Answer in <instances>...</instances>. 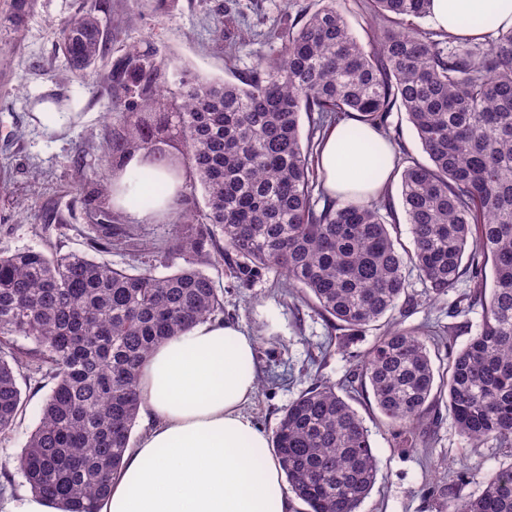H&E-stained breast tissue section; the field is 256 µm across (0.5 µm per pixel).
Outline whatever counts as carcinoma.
I'll use <instances>...</instances> for the list:
<instances>
[{
	"label": "carcinoma",
	"instance_id": "cac0c4a2",
	"mask_svg": "<svg viewBox=\"0 0 512 512\" xmlns=\"http://www.w3.org/2000/svg\"><path fill=\"white\" fill-rule=\"evenodd\" d=\"M298 27L273 32L277 52L259 54L240 82H185L171 94L161 65L146 52L124 64L127 97L107 112L117 131L103 149L104 167L83 189L104 217L112 176L126 156L145 151L184 172L200 188L207 212L193 217L191 195L175 213L171 237L158 251L176 270L114 268L86 253L25 250L0 253V435L10 434L24 405L18 385L28 368L52 381L40 421L16 469L36 495L60 512H95L122 465L143 404L138 380L164 340L224 310L205 266L217 225L236 256L235 278L262 269L285 275V292L310 304L341 331L345 352L407 295L417 272L437 300L469 278L448 312L479 306L482 321L466 345L447 346L435 366L430 324L390 326L341 388L315 381L284 409L272 437L288 491L308 512H357L378 473L368 427L346 387L369 383L375 406L402 448L430 446L421 433L432 403L448 394V416L474 448H512V29L488 47H448L442 31L416 23L431 0H366L383 26L361 43L341 0H319ZM94 8L63 24L71 67L87 70L103 55ZM405 111L429 163L399 148L402 207L413 250H398L377 202L329 201L314 168L326 131L352 118L377 127ZM311 119L301 138L300 118ZM127 229L114 225L89 247L110 253ZM492 269L487 286L485 269ZM31 340L34 347L15 343ZM446 512H512V462L484 476L478 494L450 499Z\"/></svg>",
	"mask_w": 512,
	"mask_h": 512
}]
</instances>
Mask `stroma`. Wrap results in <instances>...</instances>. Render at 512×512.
I'll list each match as a JSON object with an SVG mask.
<instances>
[{
	"label": "stroma",
	"instance_id": "35a3bbf8",
	"mask_svg": "<svg viewBox=\"0 0 512 512\" xmlns=\"http://www.w3.org/2000/svg\"><path fill=\"white\" fill-rule=\"evenodd\" d=\"M112 17H132V24L109 41L94 73L67 64L60 27L85 11L91 0H36L20 25L8 17L11 0H0V252L47 250L49 243L86 251L100 234L93 203L79 189L83 176L97 169L113 126L105 105L120 94L113 73L124 64L131 46L152 51L163 66L164 80L178 92L181 76L202 80L236 81L252 65L256 54H270L277 43L268 41L270 29H287L313 11L317 0H178L166 11L161 0H106ZM250 43L235 48L240 33ZM68 113V121L46 134L34 119L44 101ZM166 222L133 225L141 245L136 259L121 250L106 254L116 267L135 262L153 266L156 274L172 267L153 251L170 235ZM209 275L220 288L223 317L242 323L256 342L258 387L248 408L266 434H273L282 411L312 380L342 382L354 369L355 357L382 334V324L365 331L345 354L330 346L334 330L313 308L295 307L281 291L279 270H262L248 284L230 274L228 264L212 267ZM404 325L448 324V306L458 296L450 291L436 301L425 298L418 276L409 278ZM18 384L25 409L13 431L0 438V484L11 481L12 491L24 489L15 459L39 423L51 381L21 374ZM365 419L378 460L377 482L359 512H443L440 487L451 496L478 494L483 476L512 462V450L471 447L448 416L445 401L430 410L438 422L431 428V447L400 448L393 430L376 409L370 389H360L353 402Z\"/></svg>",
	"mask_w": 512,
	"mask_h": 512
}]
</instances>
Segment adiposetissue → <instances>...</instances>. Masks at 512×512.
<instances>
[{"instance_id": "1", "label": "adipose tissue", "mask_w": 512, "mask_h": 512, "mask_svg": "<svg viewBox=\"0 0 512 512\" xmlns=\"http://www.w3.org/2000/svg\"><path fill=\"white\" fill-rule=\"evenodd\" d=\"M430 17L449 37L481 38L512 28V0H431ZM475 18L466 28L463 18ZM346 124L331 128L319 155L329 196L368 200L392 178L391 146L363 126L358 142ZM374 168L372 181L359 173ZM163 195L141 202L144 179ZM185 193L183 176L142 153L129 156L112 181V208L134 222L172 215ZM253 337L237 322L205 320L159 344L141 368L144 428L126 450L97 512H291V496L270 442L248 413L258 377Z\"/></svg>"}]
</instances>
